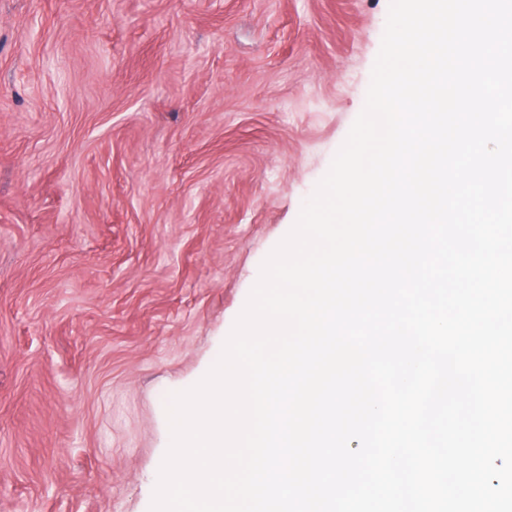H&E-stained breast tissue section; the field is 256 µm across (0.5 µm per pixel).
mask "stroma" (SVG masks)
Returning <instances> with one entry per match:
<instances>
[{
    "mask_svg": "<svg viewBox=\"0 0 512 512\" xmlns=\"http://www.w3.org/2000/svg\"><path fill=\"white\" fill-rule=\"evenodd\" d=\"M389 0H0V512H149L364 107Z\"/></svg>",
    "mask_w": 512,
    "mask_h": 512,
    "instance_id": "1",
    "label": "stroma"
}]
</instances>
